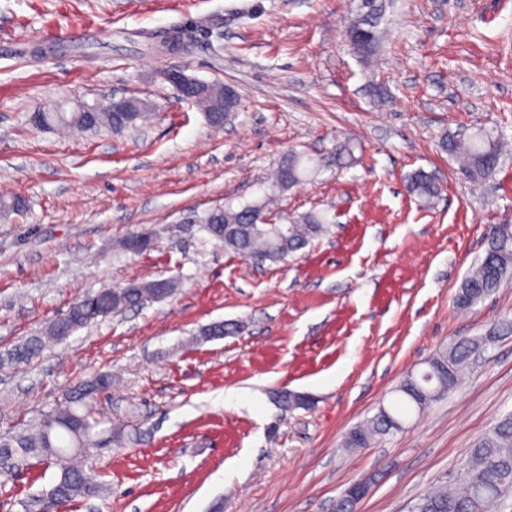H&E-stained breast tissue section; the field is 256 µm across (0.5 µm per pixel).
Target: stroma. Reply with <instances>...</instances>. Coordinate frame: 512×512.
<instances>
[{
  "label": "stroma",
  "instance_id": "obj_1",
  "mask_svg": "<svg viewBox=\"0 0 512 512\" xmlns=\"http://www.w3.org/2000/svg\"><path fill=\"white\" fill-rule=\"evenodd\" d=\"M357 3L0 0V197L25 201L0 211V352L101 288L179 283L0 368V437L77 382L112 376L87 464L105 491L67 512H335L364 478L354 512H409L459 481L470 448L512 412L511 333L401 430L345 445L433 354L512 320V282L454 303L487 228L512 224V152L475 183L439 147L480 125L512 143V0H389L371 63L345 37ZM201 20L210 34L190 52H141V34ZM171 67L233 86L239 111L212 128L161 79ZM110 96L146 100L152 120L96 135L31 122L53 103ZM340 141L356 157L344 168ZM291 150L317 169L272 219L314 209L329 232L283 262L225 250L201 219L262 199ZM418 169L440 187L428 206L405 189ZM133 231L149 233L148 250L118 248ZM222 320L237 331L197 341ZM280 390L307 406L283 411ZM52 479L39 465L0 476V512H36Z\"/></svg>",
  "mask_w": 512,
  "mask_h": 512
}]
</instances>
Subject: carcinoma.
Masks as SVG:
<instances>
[{
    "label": "carcinoma",
    "mask_w": 512,
    "mask_h": 512,
    "mask_svg": "<svg viewBox=\"0 0 512 512\" xmlns=\"http://www.w3.org/2000/svg\"><path fill=\"white\" fill-rule=\"evenodd\" d=\"M384 5L381 0H368L353 16L350 29L345 31L351 50L368 60L379 48ZM170 32L180 37L183 49L208 37L206 22L190 26H175ZM222 85L196 99L208 123L216 128L224 125L225 117L238 110V93L226 98ZM149 118L148 111L134 112L125 121L110 112H97L90 122L83 121L80 112H53L44 116L48 127L96 133L103 129L118 131L133 128ZM441 148L454 155L460 170L476 181L493 172L504 149L501 135L493 129L479 128L462 139L444 136ZM310 160L290 152L279 164L271 183V194L260 202L239 208L224 207L210 211L204 218V229L224 243V249L244 258L259 257L270 261L288 258L304 249L326 232L323 216L308 212L288 224L270 222L268 206L272 198L299 183L308 172ZM409 195L430 204L439 193L434 179L417 170L406 180ZM150 243L144 233H133L120 242L126 251L141 252ZM512 275V224L489 228L485 255L461 283L455 303L467 308L496 292L507 276ZM178 288L173 280L131 282L122 288H103L82 297L68 310L51 321L45 331L31 336L0 356V365L27 363L41 354L47 340L61 341L79 329L110 314L142 305L145 301L172 296ZM235 325L214 322L200 330L203 339H219L231 334ZM512 332V322L503 320L480 337H458L448 350L427 361V369L417 375L407 374L395 389L396 403L380 406L377 413L355 427L346 440L349 448H366L379 436L397 431L404 414L422 412L459 384L461 368L473 356L493 343L497 337ZM112 387V375L99 374L67 390L62 405L44 415L34 427L0 439V475L7 476L31 464L42 461L56 468L50 485L54 489V507L66 506L77 499L99 495L103 484L83 468V462L98 449L94 429L101 424L96 412L97 396ZM512 494V413L503 417L474 448L458 488H440L422 495L413 504V512H492L497 503Z\"/></svg>",
    "instance_id": "1"
}]
</instances>
